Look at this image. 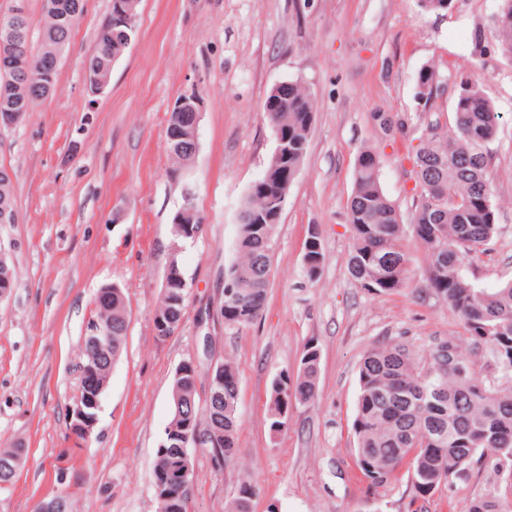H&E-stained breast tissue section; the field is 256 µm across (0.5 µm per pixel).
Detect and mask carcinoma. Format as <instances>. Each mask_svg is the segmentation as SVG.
I'll list each match as a JSON object with an SVG mask.
<instances>
[{"instance_id": "obj_1", "label": "carcinoma", "mask_w": 512, "mask_h": 512, "mask_svg": "<svg viewBox=\"0 0 512 512\" xmlns=\"http://www.w3.org/2000/svg\"><path fill=\"white\" fill-rule=\"evenodd\" d=\"M100 26L93 52L85 65L86 89L92 93L98 79L111 77L112 57L124 51L132 31L115 23L117 4ZM84 0H44L41 48L33 53L26 45L32 75L38 89H24L10 82L8 68L0 66V121L13 123L49 93L57 82L58 65L52 51L66 50ZM493 38L512 54V0H502ZM447 82L439 67L421 66L414 99L424 110L431 109L441 86ZM454 128L444 139L436 125L429 124L413 154L417 204L413 215L414 236L428 262L430 291L449 305L463 320L470 347L456 338L439 339L423 356L402 341L389 340L366 351L358 371L359 392L352 421L356 439L355 463L371 485H385L394 472L406 465L417 493L430 495L451 478L466 480L473 464L488 457L495 460L503 488L472 498L465 512H504L500 504L512 498V460L503 466L502 457L512 454V281L489 292L463 273V259L486 251L496 233V215L491 205L494 184L488 143L499 126L496 106L469 80L453 82ZM314 104L310 94L295 82L288 95L279 97L266 113L288 135V168L303 162L313 123ZM169 117L166 138L173 158L187 165L192 155L179 150L183 133ZM279 164L267 161L263 174L251 185L242 201L247 220L238 225L235 259L224 269V285L238 289L239 297H224V323L244 327L256 321L265 307L271 259L278 224L273 222L282 193ZM190 225H172L174 245L189 242L187 228L204 231L203 218L195 203H189ZM16 216L14 187L8 170L0 165V216ZM353 247L348 269L353 280L368 292L386 294L401 290L412 278V257L402 245L403 227L397 206L385 195L380 181V154L373 147L359 152L354 166L353 191L348 202ZM324 261L319 234H309L304 262L308 276L318 273ZM171 289L181 296L175 303L163 289L153 314L156 336L159 323L179 328L189 297L186 276L176 255H171ZM90 321L112 326V357L119 356L127 336L128 309L124 293L110 300H94ZM487 359L490 376L482 375L474 359L476 352ZM99 359L101 379L109 381L107 356L83 348L80 370ZM319 350L309 345L295 377L283 374L273 380L268 402L270 427L286 426L282 411L293 402L305 403L317 392ZM224 367V384L209 383L204 405L196 402L197 384L207 376L200 364L171 385V414L165 431H179L190 424L200 435V446L224 458V466L237 465L239 379L230 361ZM181 448H170L156 458L152 484L171 478L181 464ZM22 449L0 450V489L14 485ZM254 486L239 484L231 512H251Z\"/></svg>"}]
</instances>
